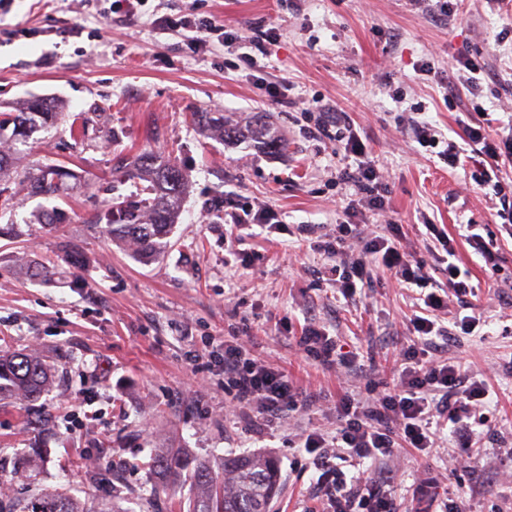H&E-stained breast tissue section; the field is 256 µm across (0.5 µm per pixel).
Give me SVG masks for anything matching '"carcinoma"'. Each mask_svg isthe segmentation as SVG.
Listing matches in <instances>:
<instances>
[{
	"mask_svg": "<svg viewBox=\"0 0 512 512\" xmlns=\"http://www.w3.org/2000/svg\"><path fill=\"white\" fill-rule=\"evenodd\" d=\"M43 103L41 109L29 103L19 112H5L0 120V175L10 159L14 145L25 143L37 128L48 122L69 123L70 134L85 133L88 118L83 113L52 111ZM197 123L217 131L227 140L245 136L262 139L272 152L286 149V143L270 133L271 125L264 112L251 115L248 126L229 125L224 116L212 112H195ZM117 169L128 178L146 182L144 197L134 202L112 204L105 214L106 224L98 225L112 241L140 260H159L171 247L170 235L179 221L181 202L188 189V179L174 162L159 154L142 153L129 161L118 159ZM70 175L65 168L45 165L34 171L16 172L18 191L28 196L51 198L60 191L61 180ZM65 215L57 207H44L36 215V223L57 227ZM56 381L55 368L40 350L0 353V398L35 401L50 391ZM152 468L161 486L175 487L187 480L194 487L188 512H268L278 488V469L264 455L242 454L221 459H199L179 450L159 448L152 458ZM31 512H104L86 506L55 490H42L31 504Z\"/></svg>",
	"mask_w": 512,
	"mask_h": 512,
	"instance_id": "cac0c4a2",
	"label": "carcinoma"
}]
</instances>
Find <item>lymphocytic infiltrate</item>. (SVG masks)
Returning <instances> with one entry per match:
<instances>
[{
	"label": "lymphocytic infiltrate",
	"mask_w": 512,
	"mask_h": 512,
	"mask_svg": "<svg viewBox=\"0 0 512 512\" xmlns=\"http://www.w3.org/2000/svg\"><path fill=\"white\" fill-rule=\"evenodd\" d=\"M315 134L328 142L343 143L345 152L355 159L341 175L354 191L344 208L346 220L337 225L335 234L320 235L322 250L333 259L325 269L330 281L343 296L351 297L371 287L374 271L379 268L394 274L401 283L423 289L426 310L425 315L410 320L419 343L399 352L402 370L397 382L372 388L363 398L339 397L335 436L329 440L307 437L305 449L311 453L318 473L316 499L321 512H399L383 483L348 476L346 469L366 459L389 456L399 439L419 454H429L447 428L458 438L451 463L471 464L469 421L488 390L483 382L469 380L458 365L442 358L438 340L447 336L448 329L438 323L436 316L445 310L449 295L464 296L472 288L460 278L453 238L436 225H429L428 230L442 250L438 259L446 278L442 285L430 276L425 260L403 248L401 225L391 223L382 234L362 236L354 219L362 210L384 209L386 186L382 175L364 161L366 146L344 115L319 108ZM463 135L465 142L479 145L488 160V169L475 177L477 185L491 188L501 203L498 217L511 225L512 181L503 178L502 169L512 165V125L490 132L467 124ZM297 344L307 356L327 367H350L355 363L354 355L339 352L336 340L313 322L303 328ZM214 365L224 374L236 410L276 420L309 400L306 390L286 374L247 357L237 340L225 341L224 352L215 358Z\"/></svg>",
	"instance_id": "obj_1"
}]
</instances>
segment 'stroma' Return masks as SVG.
<instances>
[{"label": "stroma", "mask_w": 512, "mask_h": 512, "mask_svg": "<svg viewBox=\"0 0 512 512\" xmlns=\"http://www.w3.org/2000/svg\"><path fill=\"white\" fill-rule=\"evenodd\" d=\"M99 0H5L0 5V107L44 98L90 122L73 138L60 123L33 135L17 166L57 164L71 171L53 204L63 229L36 228L0 239V348H39L57 370L54 388L34 402L0 403V478L19 457L41 454L31 478L14 485L11 505L51 488L106 512H180L188 490L154 495L151 449L182 448L199 457L261 453L279 469L270 512H306L318 474L303 449L307 434L336 432V397H363L370 380L395 383L396 342L406 340L414 291L377 273L364 296L344 300L318 273L328 263L303 224L332 227L351 194L340 178L344 146L309 136L303 111L312 102L345 112L368 145L367 160L384 174L385 212L377 223L402 224L405 244L436 270L427 223L455 241L458 265L473 287L449 298L451 314L477 313L474 332L450 327L445 356L490 394L477 433L482 454L471 469L447 473L443 455L396 448L366 463V478L394 475L389 492L403 512L427 476L462 497L471 512H512V227L472 180L484 160L467 147L455 170L414 139L413 117L446 137L461 123L489 117L512 122V0L489 8L460 0L457 17L411 11L407 0H147L144 12L104 16ZM194 14L222 26L206 48L189 33L158 24L163 15ZM275 30L253 65L239 61L236 41ZM473 58L482 91H453L452 69ZM435 71L423 74V62ZM220 112L232 124L271 113L288 141L284 154L251 140L224 141L197 125L196 112ZM170 157L189 191L159 261L143 263L97 229L114 194L136 198L140 187L116 169L118 156ZM269 204L282 226L244 228L254 266L231 259L215 208ZM478 224L496 241L495 264L472 247L464 229ZM72 242L90 260L76 268L61 258ZM52 259L50 280L33 281L24 260ZM324 326L362 367L324 368L304 358L295 338L307 321ZM239 337L252 357L283 371L316 401L267 422L224 412V376L213 367L225 339Z\"/></svg>", "instance_id": "obj_1"}]
</instances>
